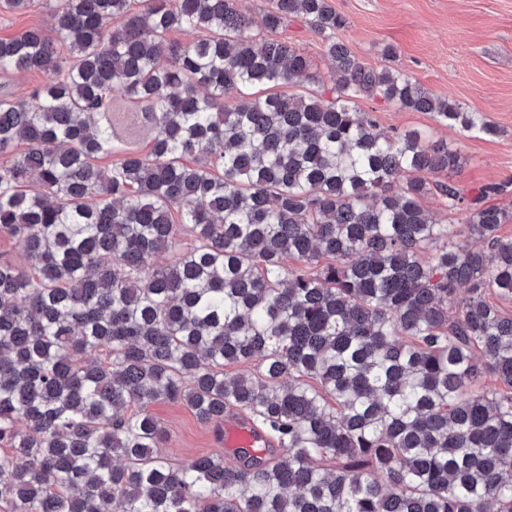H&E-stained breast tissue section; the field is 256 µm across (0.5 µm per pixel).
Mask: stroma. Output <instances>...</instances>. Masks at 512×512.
Masks as SVG:
<instances>
[{
    "instance_id": "obj_1",
    "label": "stroma",
    "mask_w": 512,
    "mask_h": 512,
    "mask_svg": "<svg viewBox=\"0 0 512 512\" xmlns=\"http://www.w3.org/2000/svg\"><path fill=\"white\" fill-rule=\"evenodd\" d=\"M345 18L340 31L352 52L366 65L394 67L414 76L434 95L465 110L482 113L494 135L462 132L439 124L432 113L398 109L378 99L359 100L381 129L395 133L416 129L430 140L457 148L460 166L429 175L436 189L422 201L434 219L464 223L465 210H448L438 187L452 184L473 194L490 184L512 187V0H329ZM279 38L305 50L313 68L328 77L329 61L319 37L304 21L291 19ZM393 47L394 56L383 53ZM165 433L159 452L174 463L231 452L211 426L200 423L182 403L161 402L151 408Z\"/></svg>"
}]
</instances>
